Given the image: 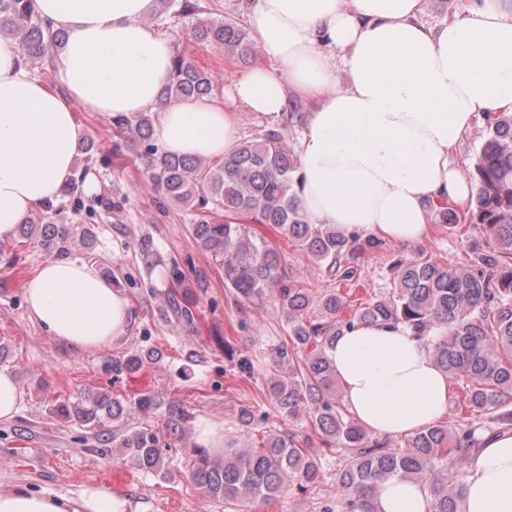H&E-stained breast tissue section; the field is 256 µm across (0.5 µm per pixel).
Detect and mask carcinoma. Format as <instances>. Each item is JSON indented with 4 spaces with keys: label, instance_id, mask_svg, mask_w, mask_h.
Masks as SVG:
<instances>
[{
    "label": "carcinoma",
    "instance_id": "cac0c4a2",
    "mask_svg": "<svg viewBox=\"0 0 512 512\" xmlns=\"http://www.w3.org/2000/svg\"><path fill=\"white\" fill-rule=\"evenodd\" d=\"M195 0H156L157 29L170 35L181 20L195 14ZM0 33L11 41L25 64L45 58L61 45L64 34L32 11L30 0H0ZM195 39L248 60L254 50L249 33L237 21L196 24ZM219 91L213 75L184 52L175 53L172 78L158 106L174 100L211 96ZM488 137L466 177L475 185L466 214L488 234L486 248L468 267L431 259L404 258L394 266L392 292L371 300L349 319L342 317L345 297L334 290L318 296L301 280L287 277L285 260L265 237L244 224L273 228L279 236L314 261L325 276L350 281L357 275L359 255L377 251L384 242L327 224H310L298 203V156L288 150L284 133L270 128L245 139L221 160L164 152L155 144L148 112L112 117L113 135L139 144L136 159L150 174L161 198L179 204L190 215L198 246L224 270V284L253 306L276 290L288 339L271 352L265 398L290 418H307L322 445L347 448L350 454L336 476V500L321 502L320 512H373L378 486L403 477L425 487L429 512H462V480L470 454L479 447L476 428L453 433L434 422L389 449L373 440L350 416L336 391V374L327 348L336 334L354 324H403L430 346L437 366L463 381L470 413L499 429L512 425V113L486 116ZM23 238H35L52 257L69 253L80 233L68 224H45L32 218L19 225ZM318 310L321 319L310 318ZM155 359L132 352L106 362L118 377L134 373ZM62 418L76 420L95 432L102 454L110 444L121 458L147 472L163 471L159 435L151 429L105 428L123 419L124 405L100 391L76 402L52 406ZM187 414L178 405L167 410V426L178 431ZM459 465L445 481L448 460ZM192 481L209 497L226 501L275 499L297 488L306 491L322 478L321 458L308 441L268 433L259 448L224 451L220 459L201 449L192 456Z\"/></svg>",
    "mask_w": 512,
    "mask_h": 512
}]
</instances>
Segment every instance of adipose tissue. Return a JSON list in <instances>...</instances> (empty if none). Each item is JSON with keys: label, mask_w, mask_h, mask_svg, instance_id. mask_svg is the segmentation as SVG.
I'll return each instance as SVG.
<instances>
[{"label": "adipose tissue", "mask_w": 512, "mask_h": 512, "mask_svg": "<svg viewBox=\"0 0 512 512\" xmlns=\"http://www.w3.org/2000/svg\"><path fill=\"white\" fill-rule=\"evenodd\" d=\"M423 0H253L251 31L268 65L213 97L157 112L165 152L219 159L238 142L239 113L282 116L289 93L309 105L299 144V204L312 224L409 242L431 222L428 202H465L474 187L449 157L482 116L512 112V0H474L466 15L420 23ZM65 34L58 89L34 79L0 39V240L13 237L75 175L78 111H156L175 40L145 22L155 0H33ZM55 341L96 351L125 335L128 302L95 263L41 264L23 288ZM354 419L403 436L448 409L449 378L404 325L361 324L328 350ZM374 512H428L429 495L392 478ZM464 512H512V431L488 434L469 458ZM106 484L73 496L0 487V512H130Z\"/></svg>", "instance_id": "1"}]
</instances>
